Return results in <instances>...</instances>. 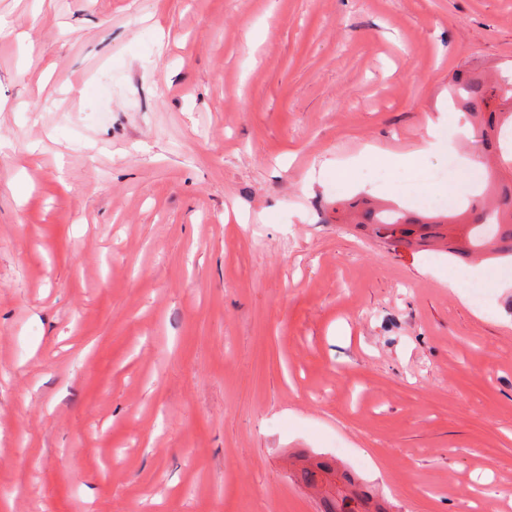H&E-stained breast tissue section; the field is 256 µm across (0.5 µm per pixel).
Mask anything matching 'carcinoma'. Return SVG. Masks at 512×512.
Instances as JSON below:
<instances>
[{"label":"carcinoma","mask_w":512,"mask_h":512,"mask_svg":"<svg viewBox=\"0 0 512 512\" xmlns=\"http://www.w3.org/2000/svg\"><path fill=\"white\" fill-rule=\"evenodd\" d=\"M504 79H485L469 75L457 81V94H465V104L485 134L482 146H494L500 162L512 165V146H508V130H512V112H483L489 100L501 90ZM358 224H369L380 237L402 240L433 224H445L447 218L430 220L405 216L398 209L363 211ZM454 254L464 260H482L489 256L512 260V187L502 189L496 197L480 201L470 210V222ZM300 475L313 489L327 487L322 496L324 512H387L382 503L367 494L346 471L328 461L301 460Z\"/></svg>","instance_id":"obj_1"}]
</instances>
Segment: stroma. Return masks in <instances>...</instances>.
I'll list each match as a JSON object with an SVG mask.
<instances>
[{
	"label": "stroma",
	"instance_id": "stroma-1",
	"mask_svg": "<svg viewBox=\"0 0 512 512\" xmlns=\"http://www.w3.org/2000/svg\"><path fill=\"white\" fill-rule=\"evenodd\" d=\"M0 512H512V263L345 223L487 178L512 0H0ZM443 141L424 152L429 129ZM415 154L397 192L367 147ZM448 181L430 170L448 158ZM508 81L499 76H488L485 79L469 75L461 76L457 81V94L462 98L465 94L466 107L472 117L480 123L482 146L495 149L500 163L512 165V144L508 146V130H512V112H483L489 100L496 97L501 90L502 82ZM483 132L486 136L483 142ZM300 475L304 484L318 489L324 485L322 496L324 512H387L382 503L367 494L355 479L336 464L328 461L301 459Z\"/></svg>",
	"mask_w": 512,
	"mask_h": 512
}]
</instances>
